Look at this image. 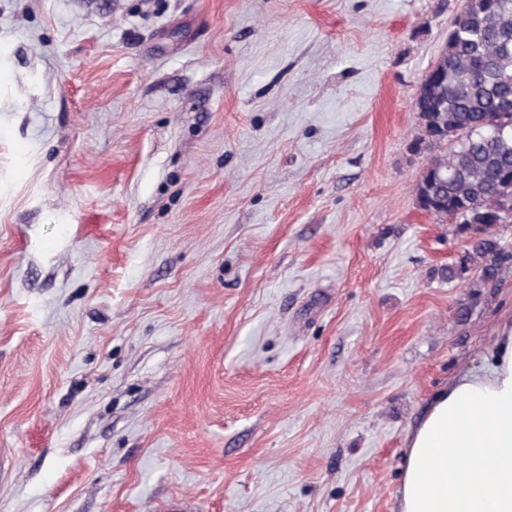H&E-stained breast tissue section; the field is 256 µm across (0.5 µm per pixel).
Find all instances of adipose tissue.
<instances>
[{
  "label": "adipose tissue",
  "mask_w": 512,
  "mask_h": 512,
  "mask_svg": "<svg viewBox=\"0 0 512 512\" xmlns=\"http://www.w3.org/2000/svg\"><path fill=\"white\" fill-rule=\"evenodd\" d=\"M407 437L399 512H512V321Z\"/></svg>",
  "instance_id": "1"
}]
</instances>
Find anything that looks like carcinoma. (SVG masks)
Returning <instances> with one entry per match:
<instances>
[{
	"label": "carcinoma",
	"mask_w": 512,
	"mask_h": 512,
	"mask_svg": "<svg viewBox=\"0 0 512 512\" xmlns=\"http://www.w3.org/2000/svg\"><path fill=\"white\" fill-rule=\"evenodd\" d=\"M414 101L418 132L413 146L429 154L413 195L436 224L461 212L459 235L475 239L440 277L462 285L466 322L487 292L512 274V252L499 225L512 211V0H464L462 28L448 36Z\"/></svg>",
	"instance_id": "cac0c4a2"
}]
</instances>
